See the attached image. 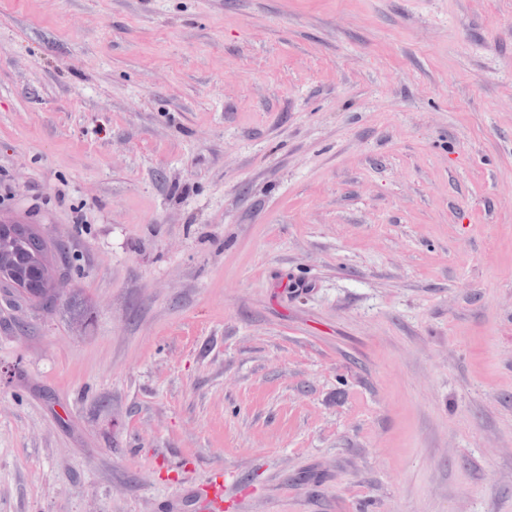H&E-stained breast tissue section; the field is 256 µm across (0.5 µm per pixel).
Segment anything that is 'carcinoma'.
I'll return each instance as SVG.
<instances>
[{
	"mask_svg": "<svg viewBox=\"0 0 512 512\" xmlns=\"http://www.w3.org/2000/svg\"><path fill=\"white\" fill-rule=\"evenodd\" d=\"M3 269L19 281L30 271H39L44 287L39 289L36 301L48 305L60 299L57 264L52 261L49 248L35 226L0 224V271Z\"/></svg>",
	"mask_w": 512,
	"mask_h": 512,
	"instance_id": "cac0c4a2",
	"label": "carcinoma"
}]
</instances>
